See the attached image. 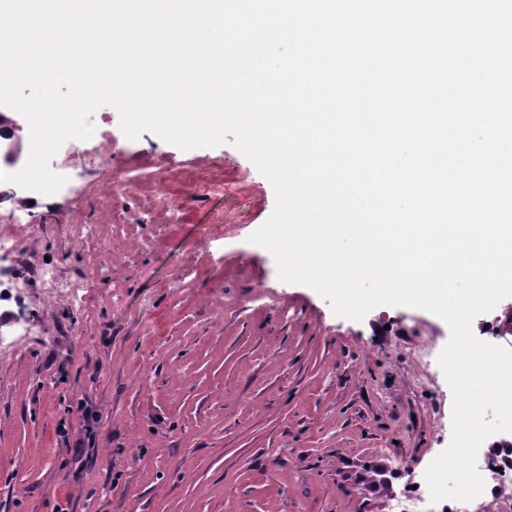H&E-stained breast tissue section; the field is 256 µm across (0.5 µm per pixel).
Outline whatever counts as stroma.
Segmentation results:
<instances>
[{
	"mask_svg": "<svg viewBox=\"0 0 512 512\" xmlns=\"http://www.w3.org/2000/svg\"><path fill=\"white\" fill-rule=\"evenodd\" d=\"M92 121L32 206L55 218L40 256L80 297L44 309L17 262L0 304V512H420L404 485L452 436L446 322L389 305L354 321L280 281L249 240L273 187L232 143L131 140L110 106ZM128 168L141 177L100 191ZM16 317L30 335H10Z\"/></svg>",
	"mask_w": 512,
	"mask_h": 512,
	"instance_id": "35a3bbf8",
	"label": "stroma"
}]
</instances>
